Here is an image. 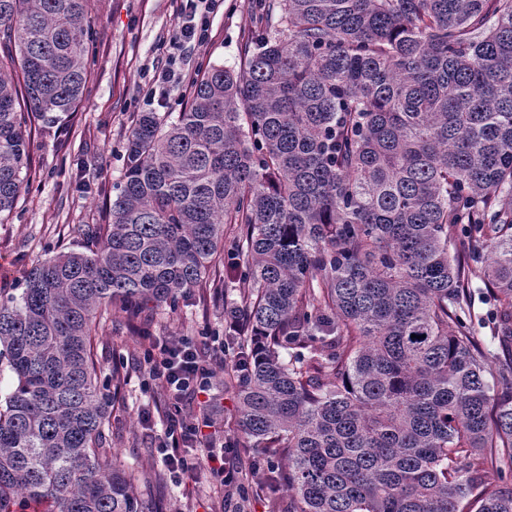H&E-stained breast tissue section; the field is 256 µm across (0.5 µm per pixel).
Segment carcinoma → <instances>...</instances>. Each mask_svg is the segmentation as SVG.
Listing matches in <instances>:
<instances>
[{"instance_id": "obj_1", "label": "carcinoma", "mask_w": 512, "mask_h": 512, "mask_svg": "<svg viewBox=\"0 0 512 512\" xmlns=\"http://www.w3.org/2000/svg\"><path fill=\"white\" fill-rule=\"evenodd\" d=\"M93 0H0V224L74 114ZM97 247L0 298V512H153L106 447L94 320L175 307L234 246L248 447L288 512H512V0H259L239 68L140 112ZM490 252L480 265L456 247ZM490 310L489 301H484L476 294L474 312L475 317L472 316V329L476 336L492 349H499V340L496 336H491L490 328L488 327V314ZM500 350V349H499Z\"/></svg>"}]
</instances>
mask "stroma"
<instances>
[{"label":"stroma","mask_w":512,"mask_h":512,"mask_svg":"<svg viewBox=\"0 0 512 512\" xmlns=\"http://www.w3.org/2000/svg\"><path fill=\"white\" fill-rule=\"evenodd\" d=\"M252 0H224L211 18V37L190 50L191 69L211 63L238 67L250 26ZM176 25L174 0H98L92 23L89 76L74 116L34 133L29 142L33 170L7 223L0 224V293L20 295L26 272L37 262L91 241L82 231L103 223L106 203L115 198L124 172V144L146 93L145 68L161 59V43ZM232 255L216 269L213 285L196 288L177 309L148 305L135 324L107 311L95 321L99 379L115 396L107 445L116 464L135 474L138 495L157 512H213L223 491L207 467L194 479L173 483L156 448L161 426L151 412L164 399L144 361L151 336L206 335L223 342L224 306L238 297L229 276ZM232 358L214 364L209 392L216 441L239 447L243 463L265 462L259 449H244L238 424L239 402L230 375ZM120 383H113V373Z\"/></svg>","instance_id":"1"}]
</instances>
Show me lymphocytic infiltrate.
I'll list each match as a JSON object with an SVG mask.
<instances>
[{
	"instance_id": "obj_1",
	"label": "lymphocytic infiltrate",
	"mask_w": 512,
	"mask_h": 512,
	"mask_svg": "<svg viewBox=\"0 0 512 512\" xmlns=\"http://www.w3.org/2000/svg\"><path fill=\"white\" fill-rule=\"evenodd\" d=\"M224 0H180L177 29L168 40L170 49L181 50L188 43L201 46L210 37L211 16ZM218 351L204 342L169 335L156 340L147 355L154 376L160 381L166 401L162 408L164 429L159 437L162 461L174 481L194 477L200 466L224 486L220 512H230L244 488L231 449L216 446L207 429V414L187 410L185 401L206 393L212 366L220 361Z\"/></svg>"
}]
</instances>
